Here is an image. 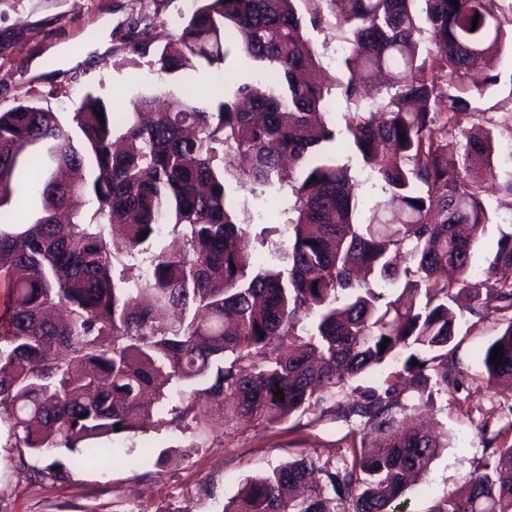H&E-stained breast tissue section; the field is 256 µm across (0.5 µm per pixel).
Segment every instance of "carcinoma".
<instances>
[{"label": "carcinoma", "mask_w": 512, "mask_h": 512, "mask_svg": "<svg viewBox=\"0 0 512 512\" xmlns=\"http://www.w3.org/2000/svg\"><path fill=\"white\" fill-rule=\"evenodd\" d=\"M330 18L352 105L341 118L389 194L365 223L304 32ZM231 47L263 67V82L227 101L161 85L111 112L88 93L72 112L77 140L48 107L0 111V411L20 463L64 449L84 466L115 456L98 440L152 421L170 385L218 402L214 412L239 426L305 413L399 363L383 392L338 406L359 419L360 437L341 466L290 461L224 507L395 512L408 475L442 444L415 429L378 448L365 436L393 426L408 390L454 388L459 297L501 321L483 355L487 384L512 379V280L493 277L512 267V233L477 278L472 253L489 214L471 179L482 169L512 199V128L502 140L476 105L500 82L512 16L502 0H192L159 71L220 69ZM282 194L292 200L285 237L270 207ZM39 199L41 216L19 224ZM118 215L119 242L105 233ZM362 269L401 292L384 300ZM431 512H512V444L492 448Z\"/></svg>", "instance_id": "obj_1"}]
</instances>
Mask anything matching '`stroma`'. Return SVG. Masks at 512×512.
Segmentation results:
<instances>
[{"mask_svg":"<svg viewBox=\"0 0 512 512\" xmlns=\"http://www.w3.org/2000/svg\"><path fill=\"white\" fill-rule=\"evenodd\" d=\"M186 8L183 0H0V111L25 102L51 108L63 123L86 93L115 110H128L142 92L167 79L178 92L231 97L233 83L261 76L256 63L231 50L219 70L183 69L161 76L158 46L147 34L171 32ZM143 26H135V19ZM491 221L473 255L486 269L502 234L512 233V210L485 188ZM456 344L452 360L458 385L444 392L409 390L397 424L423 423L440 432L447 446L432 460L407 495L404 512H430L458 493L466 477L488 455L489 439L502 431L512 443V384L487 387L481 354L498 324L479 319L465 300L453 303ZM384 373L349 379L342 391L306 413L233 429L211 422L172 420L187 398L172 392L158 413L163 422L113 435L119 455L105 466L71 468L67 479H33L35 470L71 455L32 454L19 460L8 417L0 418V512H222L238 490L288 461L310 455L340 465L351 427L337 420L336 405L347 395L383 390Z\"/></svg>","mask_w":512,"mask_h":512,"instance_id":"stroma-1","label":"stroma"}]
</instances>
